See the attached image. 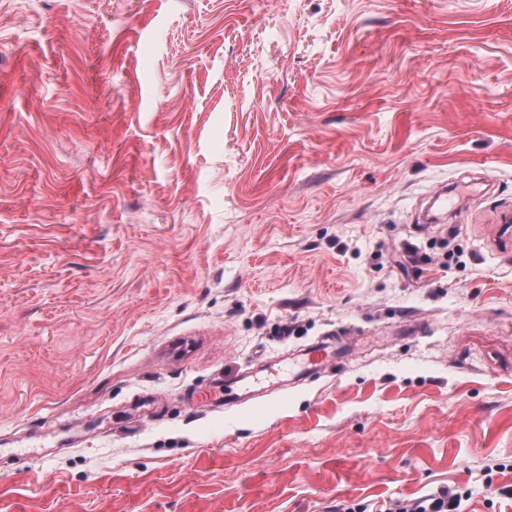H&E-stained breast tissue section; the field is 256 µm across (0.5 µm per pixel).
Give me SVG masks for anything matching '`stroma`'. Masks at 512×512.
Masks as SVG:
<instances>
[{"label": "stroma", "instance_id": "1", "mask_svg": "<svg viewBox=\"0 0 512 512\" xmlns=\"http://www.w3.org/2000/svg\"><path fill=\"white\" fill-rule=\"evenodd\" d=\"M509 215L512 0H0V512H512ZM464 493H453L448 489L438 490L417 498H402L376 508V512H462Z\"/></svg>", "mask_w": 512, "mask_h": 512}]
</instances>
